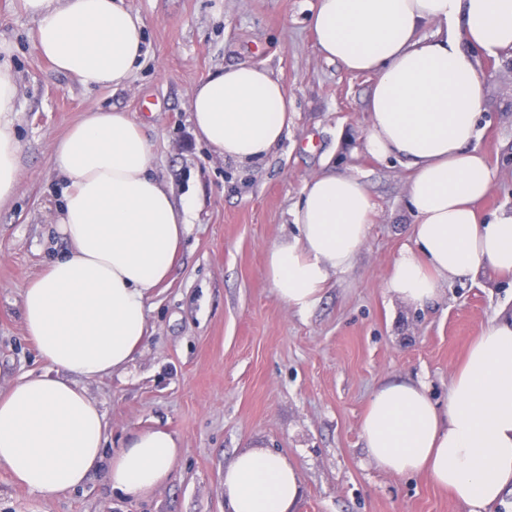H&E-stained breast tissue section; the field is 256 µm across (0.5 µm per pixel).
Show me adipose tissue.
I'll list each match as a JSON object with an SVG mask.
<instances>
[{"label": "adipose tissue", "instance_id": "ef3b65f1", "mask_svg": "<svg viewBox=\"0 0 512 512\" xmlns=\"http://www.w3.org/2000/svg\"><path fill=\"white\" fill-rule=\"evenodd\" d=\"M35 49L86 89L129 86L144 54L143 21L127 0H24ZM319 53L375 75L366 149L411 170L413 245L395 259L386 287L422 306L453 280L488 267L512 273V209L480 217L495 173L479 149L487 96L475 51H512V0H317L310 18ZM16 78L0 62V203L21 179L15 132ZM197 137L240 164L268 154L288 128V98L260 63L224 68L190 94ZM63 182L57 231L67 252L22 295L26 334L54 375L30 374L0 390V467L29 491L61 494L103 471L112 489L138 500L168 480L180 447L172 433H134L104 455L99 404L76 380L125 371L146 332V303L167 280L191 229L171 191L150 173L152 152L126 112L84 113L55 141ZM372 198L352 173L306 179L292 209L293 238L267 250L277 297L312 309L328 282L353 270L369 230ZM368 456L386 472L426 474L466 512H493L512 489V314L467 350L441 407L419 382L379 385L362 421ZM299 468L260 449L224 469L226 512H297Z\"/></svg>", "mask_w": 512, "mask_h": 512}]
</instances>
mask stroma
<instances>
[{"mask_svg": "<svg viewBox=\"0 0 512 512\" xmlns=\"http://www.w3.org/2000/svg\"><path fill=\"white\" fill-rule=\"evenodd\" d=\"M316 0H130L144 23L147 56L129 88L86 90L34 49L23 0H0V51L20 91L14 110L22 176L0 206V389L46 373L21 313L30 280L67 245L54 224L61 182L50 150L84 112L114 108L141 124L151 172L192 227L168 282L146 305L147 338L124 374L79 379L104 414L105 451L161 428L180 441L168 481L131 501L91 474L76 491L43 496L0 468V512H225L224 468L260 447L300 469L298 512H463L423 474L395 475L370 460L361 424L383 382L421 381L439 406L471 341L512 311V277L485 269L449 283L423 306L386 288L412 246L409 169L364 148L373 77L327 61L310 15ZM240 63L266 65L288 93L292 121L267 157L240 165L194 134L189 93ZM478 128L497 178L483 203L512 208V52L496 57ZM358 175L374 204L355 268L333 277L318 304L297 312L264 274L271 244L292 234L290 211L305 179Z\"/></svg>", "mask_w": 512, "mask_h": 512, "instance_id": "35a3bbf8", "label": "stroma"}]
</instances>
